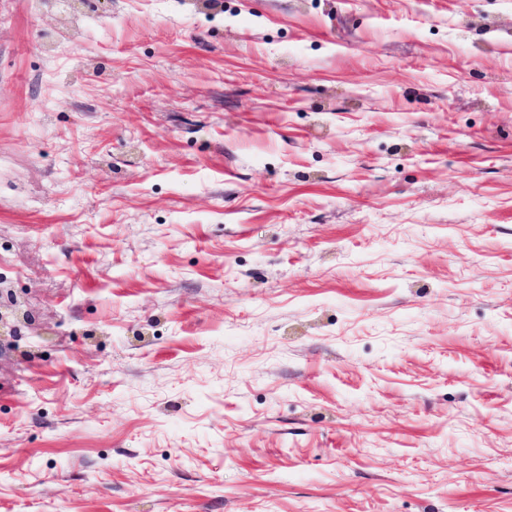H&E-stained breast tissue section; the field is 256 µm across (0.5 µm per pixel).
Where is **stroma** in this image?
Masks as SVG:
<instances>
[{"label":"stroma","instance_id":"stroma-1","mask_svg":"<svg viewBox=\"0 0 512 512\" xmlns=\"http://www.w3.org/2000/svg\"><path fill=\"white\" fill-rule=\"evenodd\" d=\"M0 512H512V0H0Z\"/></svg>","mask_w":512,"mask_h":512}]
</instances>
